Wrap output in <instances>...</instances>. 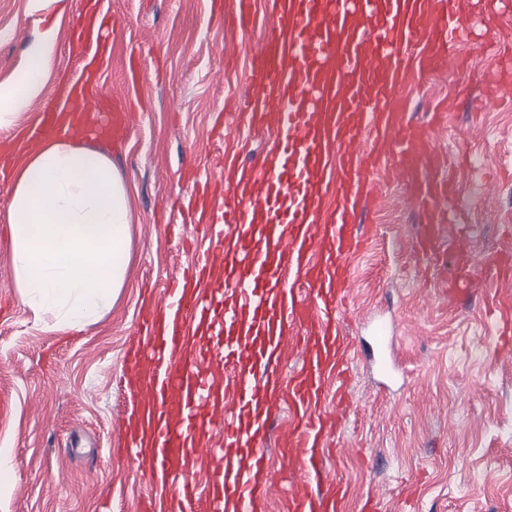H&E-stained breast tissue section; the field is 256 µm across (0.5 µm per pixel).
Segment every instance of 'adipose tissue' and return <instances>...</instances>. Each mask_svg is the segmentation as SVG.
Segmentation results:
<instances>
[{
	"label": "adipose tissue",
	"mask_w": 512,
	"mask_h": 512,
	"mask_svg": "<svg viewBox=\"0 0 512 512\" xmlns=\"http://www.w3.org/2000/svg\"><path fill=\"white\" fill-rule=\"evenodd\" d=\"M55 47L54 30L44 31L25 72L0 87L1 128L41 95ZM7 220L14 285L35 320L57 329L97 322L129 260L130 199L111 160L78 136L45 140L17 166Z\"/></svg>",
	"instance_id": "1"
}]
</instances>
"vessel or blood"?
<instances>
[{
  "instance_id": "1",
  "label": "vessel or blood",
  "mask_w": 512,
  "mask_h": 512,
  "mask_svg": "<svg viewBox=\"0 0 512 512\" xmlns=\"http://www.w3.org/2000/svg\"><path fill=\"white\" fill-rule=\"evenodd\" d=\"M502 2L277 0L275 20L251 50L252 94L224 113L239 126L275 125L277 140L251 165L223 164L220 217L208 195L196 199L199 226L219 243L224 285H212L218 260L184 268L162 298L145 300L125 360L134 392L126 453L165 486V512H266L269 427L284 411L279 446L297 475L286 512H341L348 488L326 477L323 448L349 407L351 345L339 313L375 175L405 183L422 215L418 248L448 272L439 287L479 293L512 327V293L502 287L512 279V245L485 264L472 259L461 185L442 172L430 125L409 120L399 104L413 67L427 76L453 63L480 77L485 95L512 91V51L485 79L477 64L449 53L473 17L493 38ZM228 4L239 26L252 23L256 0H211L218 15ZM141 73L130 58L129 95L111 102L96 96L97 65L88 61L62 105L37 116L27 146L67 128L125 140ZM289 351L301 358L290 373ZM331 388L332 412L324 408ZM218 447L224 464L199 488L191 474Z\"/></svg>"
}]
</instances>
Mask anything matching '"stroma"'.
<instances>
[{"label": "stroma", "mask_w": 512, "mask_h": 512, "mask_svg": "<svg viewBox=\"0 0 512 512\" xmlns=\"http://www.w3.org/2000/svg\"><path fill=\"white\" fill-rule=\"evenodd\" d=\"M81 3L40 11L34 0H0V86L22 75L42 32L57 29L42 95L0 137L20 135L76 73L72 19ZM111 17L119 32L101 94H125L130 53L145 61V109L128 141L95 144L129 191L127 279L97 323L66 332L35 323L13 284L4 227L12 186L0 183V297L13 307L0 321V394L9 398L0 407V452L13 470L0 512H137L149 485L143 465L123 452L116 425L131 405L124 357L146 289L170 287L211 246L188 208L194 186L184 170L220 150L257 159L269 136L232 126L223 138L212 135L226 99L247 90L258 29L225 27L210 0H112ZM468 78L451 70L412 79L407 109L421 121L446 105L435 143L448 165L462 154L471 159L458 177L475 228L470 247L486 262L512 234V106L475 109L454 99L455 85ZM374 192L346 313L358 351L341 428L350 449L328 458L327 473L351 485L344 512H359L361 495L376 485L380 512H512V338L498 334L478 299L451 302L425 286L414 201L403 184L382 178ZM381 319L395 327L382 347L368 330ZM383 354L399 367L387 386L373 364Z\"/></svg>", "instance_id": "obj_1"}]
</instances>
